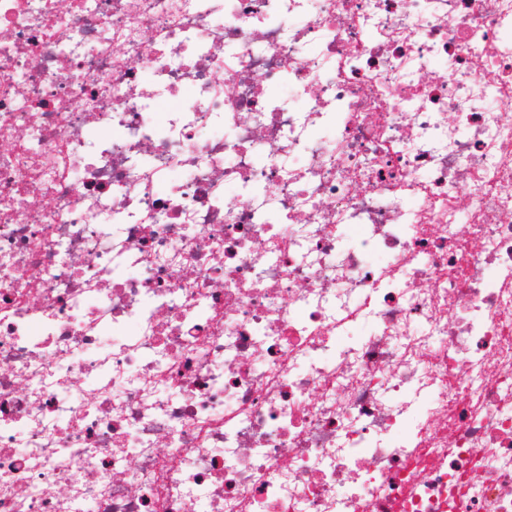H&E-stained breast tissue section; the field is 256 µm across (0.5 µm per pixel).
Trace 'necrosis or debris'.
Listing matches in <instances>:
<instances>
[{
    "label": "necrosis or debris",
    "mask_w": 512,
    "mask_h": 512,
    "mask_svg": "<svg viewBox=\"0 0 512 512\" xmlns=\"http://www.w3.org/2000/svg\"><path fill=\"white\" fill-rule=\"evenodd\" d=\"M0 512H512V0H0Z\"/></svg>",
    "instance_id": "4bbe7bcc"
}]
</instances>
